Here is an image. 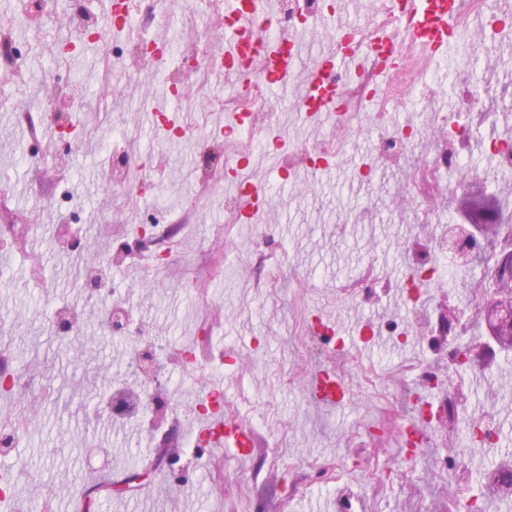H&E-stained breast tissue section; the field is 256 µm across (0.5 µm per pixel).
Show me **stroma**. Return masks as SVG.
Wrapping results in <instances>:
<instances>
[{
	"label": "stroma",
	"mask_w": 512,
	"mask_h": 512,
	"mask_svg": "<svg viewBox=\"0 0 512 512\" xmlns=\"http://www.w3.org/2000/svg\"><path fill=\"white\" fill-rule=\"evenodd\" d=\"M133 27L164 43V64H137L118 50L102 0H88L101 34L86 40L61 11L0 0V37L19 53L22 77L0 84V359L17 379L0 389V429L21 422L19 444L0 455L7 492L0 512H448V486L462 482L483 512H512V496L487 475L512 455V353L486 338V316L470 285H492L486 263L461 266L448 242L467 222L458 199L481 189L512 215V177L492 141L512 144V37L484 29L437 54L416 90L394 97L383 125L363 107L345 126L303 127L299 85L271 88L269 141L220 137L228 88L203 62L224 51L212 0H150ZM334 20L310 28L308 55L328 50L338 26L363 24L376 0H330ZM199 63L190 95L163 101L186 63ZM479 97L458 148L461 168L432 170L441 146L437 115ZM165 102L184 133L145 118ZM410 131L393 161L372 162L380 127ZM120 132L131 161L115 185L104 174L106 137ZM333 144L335 168L291 179L317 144ZM268 197L251 224L227 223L235 194L228 162ZM153 224L170 247L149 267ZM113 259V292L90 294L86 270ZM120 294L135 318L124 333L100 318ZM82 314L78 334L60 332L53 306ZM320 315L346 343L338 370L348 394L319 409L306 386L327 355L298 332ZM457 318L460 335L439 332ZM467 356L455 367L456 350ZM223 363H214V354ZM222 409L257 434L249 459L199 443L192 430L213 384ZM149 391L148 408L99 412L100 393ZM433 403L423 458L406 461L401 433L411 396ZM494 430L492 444L472 438ZM403 470L378 491L366 473ZM150 471L126 490L125 478ZM241 472L242 484L226 482Z\"/></svg>",
	"instance_id": "1"
}]
</instances>
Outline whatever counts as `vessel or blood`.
Returning <instances> with one entry per match:
<instances>
[{"mask_svg":"<svg viewBox=\"0 0 512 512\" xmlns=\"http://www.w3.org/2000/svg\"><path fill=\"white\" fill-rule=\"evenodd\" d=\"M460 11V0H397L398 30L379 32L374 40L354 48L335 47L308 61L304 58L302 28H292L273 39L257 29L258 17H275L274 0H224L229 38L222 60L225 67L241 74L248 58L257 55L264 63L269 84L299 83L304 117L317 126L343 112L342 86L366 71L376 75L377 90L394 87L405 61L395 46L399 37L409 38L432 54L445 50L462 32ZM239 170V165L226 164L224 180L241 198L240 219L247 223L266 206L267 198L257 186L241 179ZM307 390L313 403L325 407L338 406L346 397L342 380L330 368L316 372ZM196 435L211 447L234 449L241 459L249 457L256 444L249 425L218 408L200 421Z\"/></svg>","mask_w":512,"mask_h":512,"instance_id":"b4317fda","label":"vessel or blood"}]
</instances>
